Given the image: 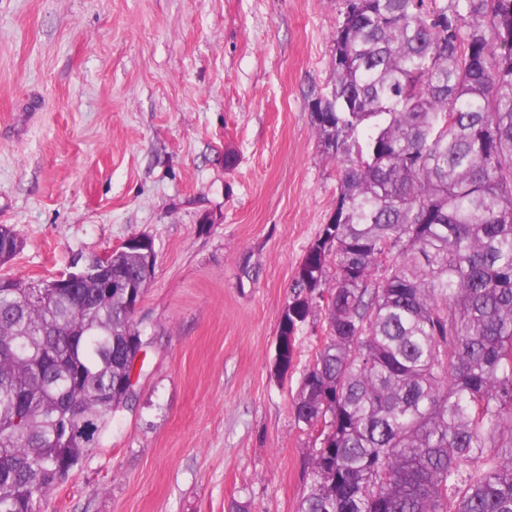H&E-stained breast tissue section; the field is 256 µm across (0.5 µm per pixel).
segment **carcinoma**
<instances>
[{"label": "carcinoma", "mask_w": 512, "mask_h": 512, "mask_svg": "<svg viewBox=\"0 0 512 512\" xmlns=\"http://www.w3.org/2000/svg\"><path fill=\"white\" fill-rule=\"evenodd\" d=\"M332 44L310 110L336 203L278 327L288 371L322 301L291 404L314 436L298 512H512V0H344ZM23 246L0 225V265ZM144 292L0 288V512H40L127 407Z\"/></svg>", "instance_id": "carcinoma-1"}]
</instances>
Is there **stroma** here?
<instances>
[{
	"label": "stroma",
	"mask_w": 512,
	"mask_h": 512,
	"mask_svg": "<svg viewBox=\"0 0 512 512\" xmlns=\"http://www.w3.org/2000/svg\"><path fill=\"white\" fill-rule=\"evenodd\" d=\"M342 0H0V274L50 278L154 242L134 320L138 399L41 512H297L311 437L291 411L312 307L275 373L295 269L340 163L309 109ZM23 246V239L12 228L0 225V265H6L12 261Z\"/></svg>",
	"instance_id": "1"
}]
</instances>
